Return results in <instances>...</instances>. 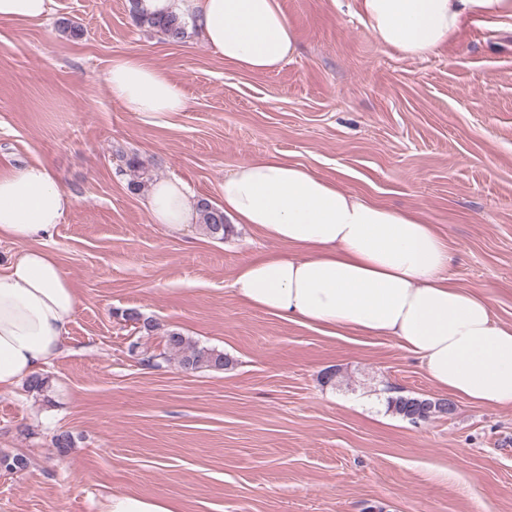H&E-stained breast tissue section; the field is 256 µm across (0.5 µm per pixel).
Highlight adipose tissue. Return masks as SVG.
I'll return each instance as SVG.
<instances>
[{
	"label": "adipose tissue",
	"instance_id": "ef3b65f1",
	"mask_svg": "<svg viewBox=\"0 0 512 512\" xmlns=\"http://www.w3.org/2000/svg\"><path fill=\"white\" fill-rule=\"evenodd\" d=\"M176 13L225 62L248 73L281 68L297 52L277 0H143ZM380 47L434 55L465 22L512 20V0H358ZM113 98L144 121L184 111L178 82L133 52L113 58ZM231 223L274 245L242 263L233 282L251 307L303 325L387 336L415 356L444 395L512 408V326L488 295L453 285L446 241L423 218L348 193L277 154L242 160L221 187ZM74 204L45 161L0 169V237L18 250L0 267V392L13 391L64 350L80 298L49 246ZM152 223L179 235L198 223V199L180 179L149 188ZM105 512H181L173 497L113 493Z\"/></svg>",
	"mask_w": 512,
	"mask_h": 512
}]
</instances>
